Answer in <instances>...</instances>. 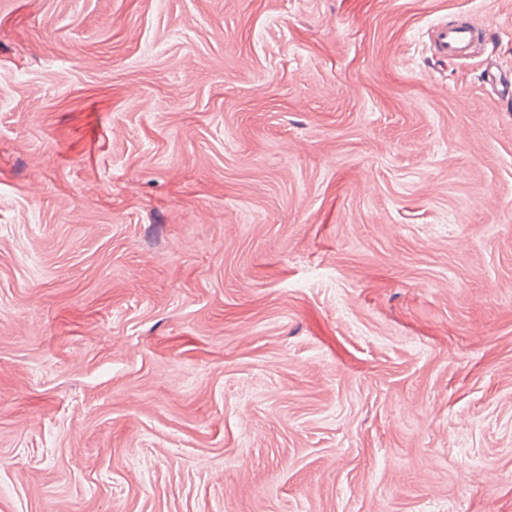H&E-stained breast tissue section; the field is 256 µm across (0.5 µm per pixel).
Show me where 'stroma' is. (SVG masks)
Segmentation results:
<instances>
[{
	"label": "stroma",
	"mask_w": 512,
	"mask_h": 512,
	"mask_svg": "<svg viewBox=\"0 0 512 512\" xmlns=\"http://www.w3.org/2000/svg\"><path fill=\"white\" fill-rule=\"evenodd\" d=\"M492 65L512 0H0V512H512ZM435 48L445 59H465L472 56L479 45L476 29L464 22L443 23L437 26Z\"/></svg>",
	"instance_id": "obj_1"
}]
</instances>
